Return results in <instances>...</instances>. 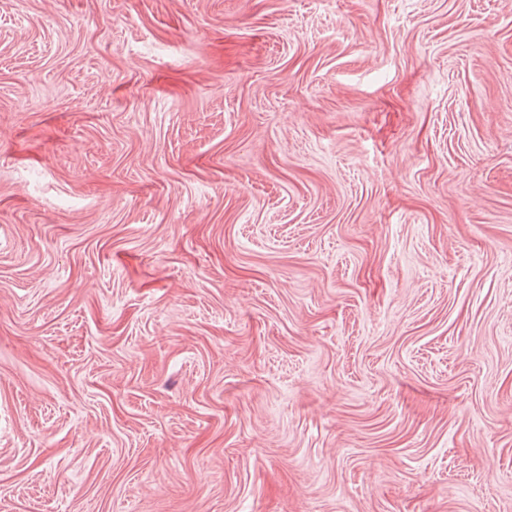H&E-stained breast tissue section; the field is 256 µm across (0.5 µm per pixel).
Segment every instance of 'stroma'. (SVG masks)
<instances>
[{
  "instance_id": "obj_1",
  "label": "stroma",
  "mask_w": 512,
  "mask_h": 512,
  "mask_svg": "<svg viewBox=\"0 0 512 512\" xmlns=\"http://www.w3.org/2000/svg\"><path fill=\"white\" fill-rule=\"evenodd\" d=\"M0 512H512V11L0 0Z\"/></svg>"
}]
</instances>
